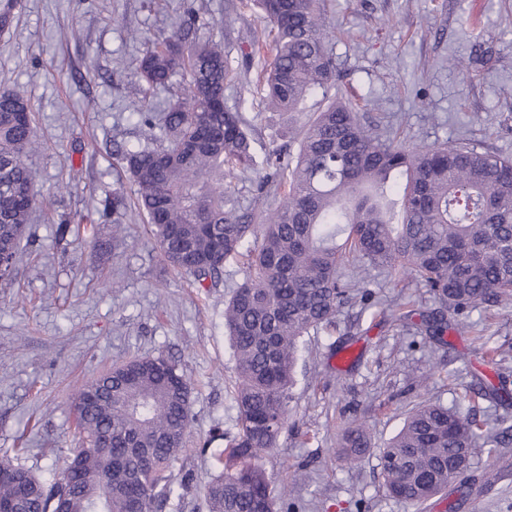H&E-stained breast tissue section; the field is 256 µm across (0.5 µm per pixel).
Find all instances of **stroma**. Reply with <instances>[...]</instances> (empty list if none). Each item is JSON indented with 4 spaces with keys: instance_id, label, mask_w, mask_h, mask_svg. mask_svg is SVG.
<instances>
[{
    "instance_id": "stroma-1",
    "label": "stroma",
    "mask_w": 512,
    "mask_h": 512,
    "mask_svg": "<svg viewBox=\"0 0 512 512\" xmlns=\"http://www.w3.org/2000/svg\"><path fill=\"white\" fill-rule=\"evenodd\" d=\"M222 40L231 69L224 104L241 112L256 160L287 144V116L267 111L248 54L269 25L251 0H20L0 29V86L24 88L41 149L30 163L36 205L23 258L0 280V452L44 480L64 467L77 437L71 396L113 364L163 355L191 382L187 451L172 469L190 482L163 512H209L205 484L219 471L224 436L237 431L235 361L224 306L246 267L226 264L216 286L173 269L132 202L116 147L137 145L132 85L144 44L166 35L187 5ZM337 86L383 134L414 144L469 142L512 156V0H327ZM123 194L122 223L102 215ZM71 225L58 236V224ZM369 300L343 304L305 338L288 401V426L264 468L292 489L296 512H469L456 494L421 506L389 498L380 455L419 402L512 425V401L482 396L488 380L512 389V303L469 314L476 334L444 341L418 326L435 304L402 268L370 270ZM508 354L500 370L484 357ZM366 422L361 465L338 457L340 430ZM485 512H512V443L475 457L464 484Z\"/></svg>"
}]
</instances>
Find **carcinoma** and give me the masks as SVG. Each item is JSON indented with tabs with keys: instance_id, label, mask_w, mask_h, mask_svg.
I'll return each mask as SVG.
<instances>
[{
	"instance_id": "carcinoma-1",
	"label": "carcinoma",
	"mask_w": 512,
	"mask_h": 512,
	"mask_svg": "<svg viewBox=\"0 0 512 512\" xmlns=\"http://www.w3.org/2000/svg\"><path fill=\"white\" fill-rule=\"evenodd\" d=\"M271 25L267 109L291 116L336 87L332 26L320 0H255ZM19 0H0V26ZM204 24L190 7L170 35L146 45L134 82L144 105L157 88L182 85L160 122L139 112L149 134L121 151L137 205L165 260L199 285L247 257L248 273L224 309L237 385L238 431L218 457L222 471L205 486L210 512H278L291 491L277 490L262 456L288 424V399L302 338L334 322L354 287L341 267L406 269L439 308L426 333L448 321L471 330L469 309L512 300V157L468 143L409 146L364 126L342 91L321 108L296 149H275L256 203L272 190L275 208H241L233 180L255 166L241 113L224 107L229 62L211 37L186 42ZM39 147L24 91L0 88V257L13 269L35 189L29 156ZM101 393L82 406L90 390ZM82 446L80 470L45 482L0 456V501L23 498L21 512H162L175 493L171 467L192 421L191 388L167 357L133 358L73 394ZM512 438V426L483 433L472 417L436 403L416 406L382 449L388 496L421 506L455 485L454 458H472ZM110 442L109 454L98 445ZM369 447L364 422L344 431L341 454L356 464Z\"/></svg>"
}]
</instances>
